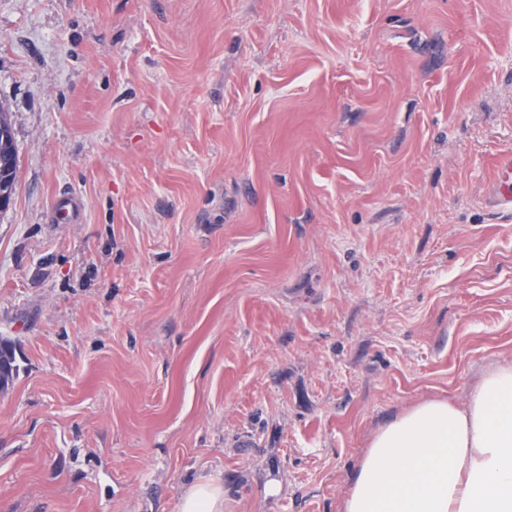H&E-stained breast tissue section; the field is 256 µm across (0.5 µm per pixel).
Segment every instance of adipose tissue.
Masks as SVG:
<instances>
[{
	"label": "adipose tissue",
	"instance_id": "obj_1",
	"mask_svg": "<svg viewBox=\"0 0 512 512\" xmlns=\"http://www.w3.org/2000/svg\"><path fill=\"white\" fill-rule=\"evenodd\" d=\"M340 512H512V362L464 403L423 400L386 420Z\"/></svg>",
	"mask_w": 512,
	"mask_h": 512
}]
</instances>
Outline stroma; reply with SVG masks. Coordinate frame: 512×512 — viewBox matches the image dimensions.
Instances as JSON below:
<instances>
[{
    "instance_id": "1",
    "label": "stroma",
    "mask_w": 512,
    "mask_h": 512,
    "mask_svg": "<svg viewBox=\"0 0 512 512\" xmlns=\"http://www.w3.org/2000/svg\"><path fill=\"white\" fill-rule=\"evenodd\" d=\"M0 109V512H339L512 361V0H0ZM17 169V148L6 112L0 109V192L7 191L11 199L16 189ZM512 182V153L508 152L500 155L496 165L495 180L492 185V191L498 200L505 207L511 210L512 194H507L504 189ZM179 512H223L224 486L213 481L196 483L178 504Z\"/></svg>"
}]
</instances>
